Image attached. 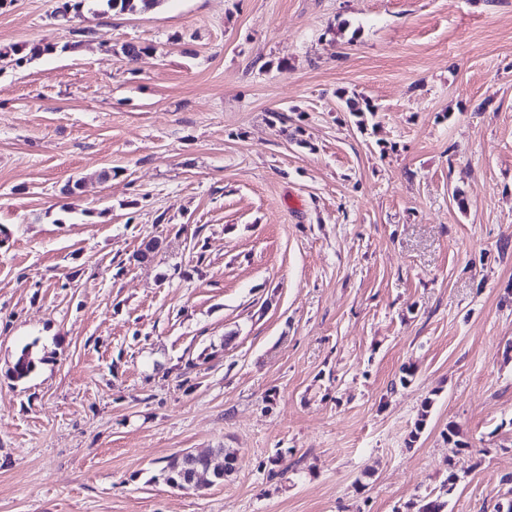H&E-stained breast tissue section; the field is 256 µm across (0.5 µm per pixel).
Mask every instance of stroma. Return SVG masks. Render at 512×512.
Segmentation results:
<instances>
[{
  "instance_id": "obj_1",
  "label": "stroma",
  "mask_w": 512,
  "mask_h": 512,
  "mask_svg": "<svg viewBox=\"0 0 512 512\" xmlns=\"http://www.w3.org/2000/svg\"><path fill=\"white\" fill-rule=\"evenodd\" d=\"M62 2L0 7V512H494L512 0ZM100 2L103 13L115 11L118 13L136 12L137 10H148L154 7L160 0H92ZM192 457L194 456L187 452L168 458L167 464L162 469V476L169 486L182 489L192 487L183 485L188 472L192 468H198V470L193 471L189 475L187 481H185L189 484H195L197 482L201 476L200 472H209L207 468L204 467H207L210 462L214 460H221L222 458L225 461H233L235 460V453L227 450L226 448H213L210 453L206 455L196 454L193 459ZM457 479L458 476L455 472H449L443 494L439 493L435 497L425 496L417 502H412L406 506L407 511L415 508V512H446L445 508L448 505V499H444L443 495H446L448 498L453 494L457 486Z\"/></svg>"
}]
</instances>
